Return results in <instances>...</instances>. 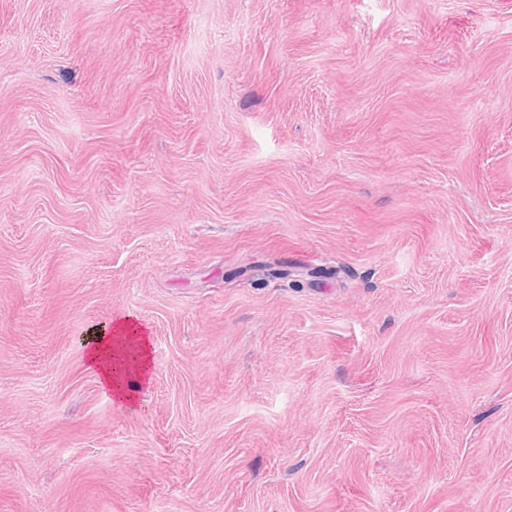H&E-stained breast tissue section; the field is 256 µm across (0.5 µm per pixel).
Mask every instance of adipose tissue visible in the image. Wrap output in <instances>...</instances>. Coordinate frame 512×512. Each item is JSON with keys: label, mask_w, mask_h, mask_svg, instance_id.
Here are the masks:
<instances>
[{"label": "adipose tissue", "mask_w": 512, "mask_h": 512, "mask_svg": "<svg viewBox=\"0 0 512 512\" xmlns=\"http://www.w3.org/2000/svg\"><path fill=\"white\" fill-rule=\"evenodd\" d=\"M87 363L99 373L105 388L117 399L127 400L130 378L145 380L150 346L142 329L131 319L118 320L113 327L98 328L84 340Z\"/></svg>", "instance_id": "ef3b65f1"}]
</instances>
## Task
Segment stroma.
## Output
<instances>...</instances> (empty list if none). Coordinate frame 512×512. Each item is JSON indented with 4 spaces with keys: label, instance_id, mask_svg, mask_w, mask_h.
<instances>
[{
    "label": "stroma",
    "instance_id": "obj_1",
    "mask_svg": "<svg viewBox=\"0 0 512 512\" xmlns=\"http://www.w3.org/2000/svg\"><path fill=\"white\" fill-rule=\"evenodd\" d=\"M0 512H512V0H0ZM135 341L138 355L132 367L124 365L120 359L118 346L123 339ZM87 363L99 373L101 382L117 399L131 400L127 395V383L131 377L144 381L150 361L148 339L134 321L129 318L118 320L112 329L100 327L91 332L84 340Z\"/></svg>",
    "mask_w": 512,
    "mask_h": 512
}]
</instances>
